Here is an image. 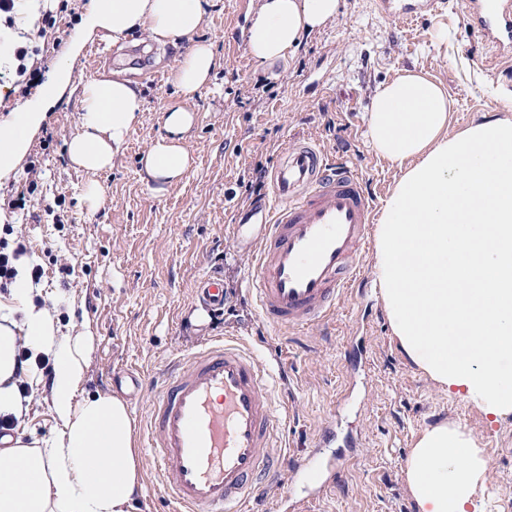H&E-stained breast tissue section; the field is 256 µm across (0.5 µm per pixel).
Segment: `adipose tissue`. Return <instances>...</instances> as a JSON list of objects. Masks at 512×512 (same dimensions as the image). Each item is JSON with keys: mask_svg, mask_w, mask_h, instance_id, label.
<instances>
[{"mask_svg": "<svg viewBox=\"0 0 512 512\" xmlns=\"http://www.w3.org/2000/svg\"><path fill=\"white\" fill-rule=\"evenodd\" d=\"M210 0H89L79 43L144 32L174 44L201 28ZM340 0H263L246 32L256 67L287 58L306 33L332 20ZM216 67L211 43L194 42L170 70L184 94L205 87ZM70 80L59 72L45 98L0 119V179L18 167L36 130ZM482 121L449 132L453 102L414 70L381 82L365 117L366 143L399 175L383 202L372 275L392 333L442 390L486 417L512 415V95ZM143 100L119 76L81 89L71 165L108 169L133 131ZM195 116L166 110L164 132L141 159L161 192L190 172L184 134ZM9 305L0 306V415L23 418L13 378L19 347L53 360L50 393L59 428L47 447L0 449V512H141L143 469L126 403L85 393L92 334L62 332L34 300L28 260L19 257ZM487 461L474 439L441 422L424 429L406 461L419 512H484L478 490Z\"/></svg>", "mask_w": 512, "mask_h": 512, "instance_id": "ef3b65f1", "label": "adipose tissue"}]
</instances>
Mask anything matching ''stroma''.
<instances>
[{
	"instance_id": "obj_1",
	"label": "stroma",
	"mask_w": 512,
	"mask_h": 512,
	"mask_svg": "<svg viewBox=\"0 0 512 512\" xmlns=\"http://www.w3.org/2000/svg\"><path fill=\"white\" fill-rule=\"evenodd\" d=\"M464 2L444 0L436 14L403 27L381 14L375 0H341L336 18L305 34L288 59L258 70L246 31L261 0H217L197 34L214 46V75L186 97L167 75L194 40L162 49L137 32L116 44L97 39L74 53L87 0H52L56 33L34 43L44 79L67 69L71 81L24 163L0 181V211L10 217L0 223V239L24 248L42 267L37 299L57 310L64 330L90 325L86 392L113 389L114 368L127 365L149 379L204 337L232 333L283 372L294 416L282 439L292 453L310 447L334 418L338 437L362 436L361 456L344 463L343 481L304 512H419L405 463L418 433L440 421L469 432L487 459L489 479L499 482L490 512H512V416L490 421L472 403L442 392L401 351L376 294L352 291L332 320L276 333L241 286L252 261L231 236L238 210L250 201L243 177L255 165L271 167L298 137L313 138L331 159L354 165L366 191L384 199L397 170L369 150L363 116L375 87L400 71L421 70L446 87L453 131L482 120L512 94V55L491 48L466 24ZM115 71L143 97L140 121L109 170L74 169L67 146L77 130L81 86ZM175 104L195 114L185 137L194 166L157 193L143 178L140 157ZM31 161L40 165L33 190ZM92 181L105 194L94 212L83 201ZM64 262L70 275L58 271ZM214 269L228 289L218 311L194 292L198 277ZM116 392L142 426L153 390ZM51 405L48 387L33 390L14 438L27 445L50 440L56 433Z\"/></svg>"
}]
</instances>
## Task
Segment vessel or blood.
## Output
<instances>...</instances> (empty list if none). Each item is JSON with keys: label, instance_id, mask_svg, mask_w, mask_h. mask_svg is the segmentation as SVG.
<instances>
[{"label": "vessel or blood", "instance_id": "b4317fda", "mask_svg": "<svg viewBox=\"0 0 512 512\" xmlns=\"http://www.w3.org/2000/svg\"><path fill=\"white\" fill-rule=\"evenodd\" d=\"M393 22L405 24L438 10L439 0H377ZM486 42L512 54V0H469L466 16ZM272 191L237 214L231 233L251 255L246 279L275 330L324 322L353 290L375 220L363 177L336 165L310 138L292 141L271 173ZM210 307L224 304V278L211 272L195 288ZM272 372L236 340L214 337L167 364L142 431L150 466L169 512H252L265 479L287 473L299 496L290 512L336 487L343 469L325 452L336 437L327 424L314 448L280 469V417Z\"/></svg>", "mask_w": 512, "mask_h": 512}]
</instances>
